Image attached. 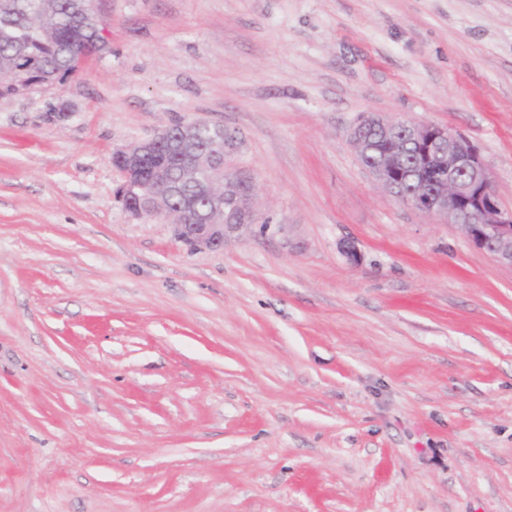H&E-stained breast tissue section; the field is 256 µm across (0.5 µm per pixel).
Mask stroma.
<instances>
[{
    "instance_id": "35a3bbf8",
    "label": "stroma",
    "mask_w": 512,
    "mask_h": 512,
    "mask_svg": "<svg viewBox=\"0 0 512 512\" xmlns=\"http://www.w3.org/2000/svg\"><path fill=\"white\" fill-rule=\"evenodd\" d=\"M103 9L108 53L0 99V512H512V270L347 137L446 126L512 210V0ZM176 120L256 184L223 252L117 196Z\"/></svg>"
}]
</instances>
